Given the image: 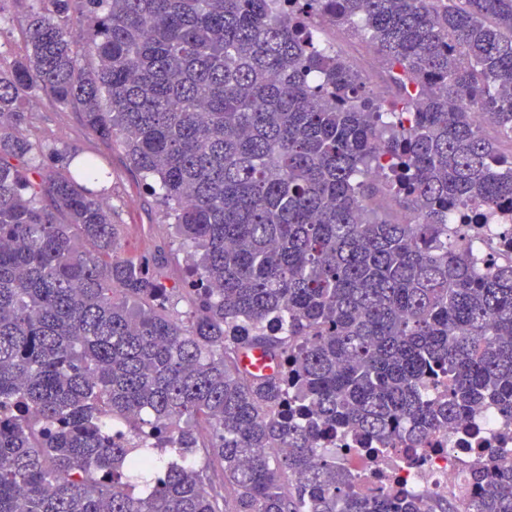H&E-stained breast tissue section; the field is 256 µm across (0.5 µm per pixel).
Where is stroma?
<instances>
[{"label": "stroma", "instance_id": "obj_1", "mask_svg": "<svg viewBox=\"0 0 512 512\" xmlns=\"http://www.w3.org/2000/svg\"><path fill=\"white\" fill-rule=\"evenodd\" d=\"M41 7L40 0H0V69H9L24 56L26 17ZM327 43L347 58L378 90L391 88L385 69L376 54H362L359 38L327 31ZM28 115L24 133L34 144L38 159L47 166H75L84 157L98 158L109 177L103 198L112 210L115 223L125 227V250L166 259V287L172 288L170 311L176 319L188 321L190 305L180 290L186 275V254L167 236L171 218L158 197L150 195L142 177L128 163L121 141L107 142L88 130L78 105L58 104L46 91L27 92L22 97Z\"/></svg>", "mask_w": 512, "mask_h": 512}]
</instances>
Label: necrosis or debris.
Masks as SVG:
<instances>
[{
	"label": "necrosis or debris",
	"instance_id": "1",
	"mask_svg": "<svg viewBox=\"0 0 512 512\" xmlns=\"http://www.w3.org/2000/svg\"><path fill=\"white\" fill-rule=\"evenodd\" d=\"M483 445L512 452V422L489 408L477 410L459 427L436 432L425 447L410 451L398 448L383 455L350 453L346 440L336 443L344 451L343 460L360 492L387 484L413 490L430 500L455 502L469 495L466 475L477 459L476 447Z\"/></svg>",
	"mask_w": 512,
	"mask_h": 512
}]
</instances>
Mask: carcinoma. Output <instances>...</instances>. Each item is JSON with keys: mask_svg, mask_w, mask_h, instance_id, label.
<instances>
[{"mask_svg": "<svg viewBox=\"0 0 512 512\" xmlns=\"http://www.w3.org/2000/svg\"><path fill=\"white\" fill-rule=\"evenodd\" d=\"M325 25L373 49L391 100ZM26 37L0 70V512H512L496 448L461 507L360 495L326 451L512 418V262L448 228L512 212V155L471 116L512 142V0H44ZM33 87L154 180L191 248L188 322L165 265L124 254L96 159L19 166Z\"/></svg>", "mask_w": 512, "mask_h": 512, "instance_id": "obj_1", "label": "carcinoma"}]
</instances>
